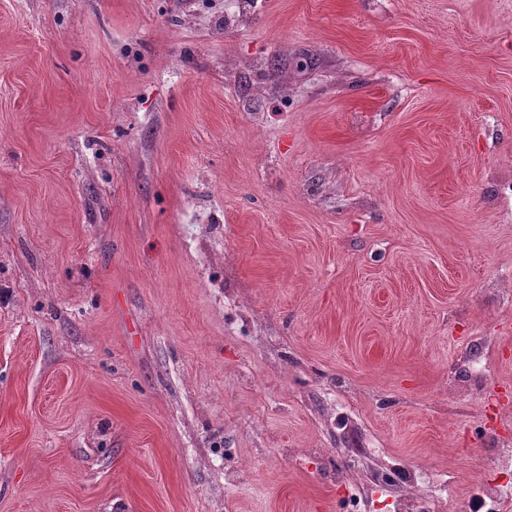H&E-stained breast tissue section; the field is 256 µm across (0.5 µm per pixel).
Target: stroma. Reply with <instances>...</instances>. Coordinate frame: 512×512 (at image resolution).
I'll use <instances>...</instances> for the list:
<instances>
[{
	"mask_svg": "<svg viewBox=\"0 0 512 512\" xmlns=\"http://www.w3.org/2000/svg\"><path fill=\"white\" fill-rule=\"evenodd\" d=\"M340 448L512 483V0H0V512H352Z\"/></svg>",
	"mask_w": 512,
	"mask_h": 512,
	"instance_id": "obj_1",
	"label": "stroma"
}]
</instances>
